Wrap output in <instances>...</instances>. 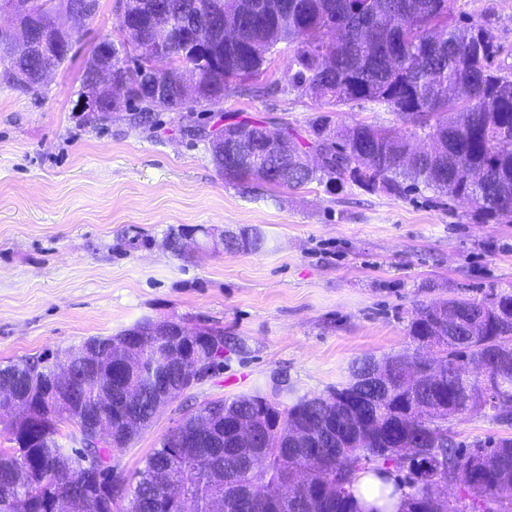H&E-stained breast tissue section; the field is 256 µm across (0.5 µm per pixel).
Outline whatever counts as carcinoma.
Returning a JSON list of instances; mask_svg holds the SVG:
<instances>
[{"label":"carcinoma","instance_id":"carcinoma-1","mask_svg":"<svg viewBox=\"0 0 512 512\" xmlns=\"http://www.w3.org/2000/svg\"><path fill=\"white\" fill-rule=\"evenodd\" d=\"M167 12L150 20L140 16L139 0H129L128 44L136 53L133 65L122 62L113 41H102L85 65V85L112 112V87L99 82L97 72L112 67V80L122 86V109L141 122L152 111H178L183 72L197 69L204 87L201 102L215 104L246 78L266 71L278 46L291 48L281 82L305 92L320 105L365 102L394 113L410 127L394 129L357 122L332 125L327 114L317 116L306 136L282 128L285 145L251 142L216 143L211 157L224 180L233 185L257 181L271 188L298 189L323 180L354 185L366 191L404 193L424 185L450 197L473 199V215L483 223H512V95L497 85L512 72L496 64L500 46L483 24L455 17L457 0H288V26L280 25L283 0H159ZM22 21L56 31L48 52L20 58L6 76L23 91H37L34 79L40 62L58 68L70 57L73 35L56 28L58 16L33 19L22 11V0H0ZM235 13L239 28L233 42L203 48L184 57L178 51L151 62L146 43L157 27L180 23L186 39L207 26L224 30L226 11ZM256 39L268 43V56L251 54ZM169 85L170 96L155 101L144 91L140 68ZM324 157L319 168L303 166L307 151ZM267 243L257 230L224 237L227 253L256 252ZM409 336L419 346L431 345L443 357V373L435 379L414 357L387 356L355 363L350 380L320 395L296 396L288 385L272 395L261 391L206 401L186 412L175 429L128 480L132 499H88L80 482L96 491L112 487L110 448L85 442L87 424L69 406L42 399L53 388L48 357H20L0 366V393L34 392L30 400L36 423L4 413L11 448L0 449V512H16L20 499L27 512H54L61 502L76 512H172L181 497L196 504V512H362L352 500L356 472L384 468L407 472V480L391 485L381 478L380 497L392 498L409 489L405 512H459L444 486L460 483L471 512H512V437L455 442L448 419L492 414L509 428L512 418L500 415L497 401L512 400V293L492 291L490 298L452 297L419 305L409 324ZM104 364L94 373L80 358L71 363L69 395H85L112 418L116 447H126L155 416L161 397L181 388L179 371L155 357L170 338L145 334L148 350L136 377L123 357L112 353V337L98 336ZM485 366L493 377L486 393L468 366ZM135 384L139 398L130 402L126 389ZM257 419L260 440L244 444L234 435L235 423ZM71 424L68 445L59 441L61 426ZM203 432L222 443L195 448L197 458L184 461L179 449L186 439ZM323 456L319 469L310 455ZM260 484L264 497L247 488Z\"/></svg>","mask_w":512,"mask_h":512}]
</instances>
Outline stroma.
<instances>
[{
	"label": "stroma",
	"mask_w": 512,
	"mask_h": 512,
	"mask_svg": "<svg viewBox=\"0 0 512 512\" xmlns=\"http://www.w3.org/2000/svg\"><path fill=\"white\" fill-rule=\"evenodd\" d=\"M488 24L512 70V0H458ZM71 56L35 92L0 70V365L113 336L143 318L223 328L224 365L170 401L112 453L126 476L187 411L207 399L296 394L347 381L360 357L427 358L408 335L415 308L438 298L512 291V224H483L435 191L406 195L312 182L299 189L225 183L207 132L250 119L305 132L321 112L278 87L288 65L218 104L158 109L149 123L85 111L84 67L99 42L121 35L115 0L76 22ZM199 135H189V128ZM260 230L258 252L164 245L180 228Z\"/></svg>",
	"instance_id": "stroma-1"
}]
</instances>
